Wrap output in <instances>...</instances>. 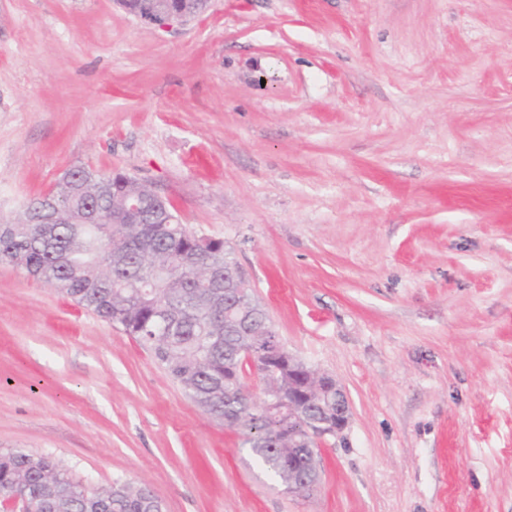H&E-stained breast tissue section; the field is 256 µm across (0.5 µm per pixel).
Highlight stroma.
<instances>
[{
	"label": "stroma",
	"mask_w": 512,
	"mask_h": 512,
	"mask_svg": "<svg viewBox=\"0 0 512 512\" xmlns=\"http://www.w3.org/2000/svg\"><path fill=\"white\" fill-rule=\"evenodd\" d=\"M74 166L223 240L345 390L283 492L117 326L0 265V449L166 512H512V0H0V224ZM138 1L136 16L142 22L159 28H167L174 23H186L204 13L188 8L186 0Z\"/></svg>",
	"instance_id": "1"
}]
</instances>
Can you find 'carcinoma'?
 <instances>
[{
  "instance_id": "carcinoma-1",
  "label": "carcinoma",
  "mask_w": 512,
  "mask_h": 512,
  "mask_svg": "<svg viewBox=\"0 0 512 512\" xmlns=\"http://www.w3.org/2000/svg\"><path fill=\"white\" fill-rule=\"evenodd\" d=\"M112 176L75 166L56 185L58 210L40 200L24 218L0 224V264L25 261L27 276L122 327L214 421L241 427L253 454L288 491V435L304 432L321 402L288 420V366L270 369L266 352L280 344L268 313L244 283L213 288L194 266L224 270V243L198 244L171 205L150 199L137 213L121 205ZM159 287H149L155 275ZM261 372L266 399L247 395V370ZM34 512H160L145 485L117 481L99 490L73 479L51 457L0 451V508L15 496Z\"/></svg>"
}]
</instances>
